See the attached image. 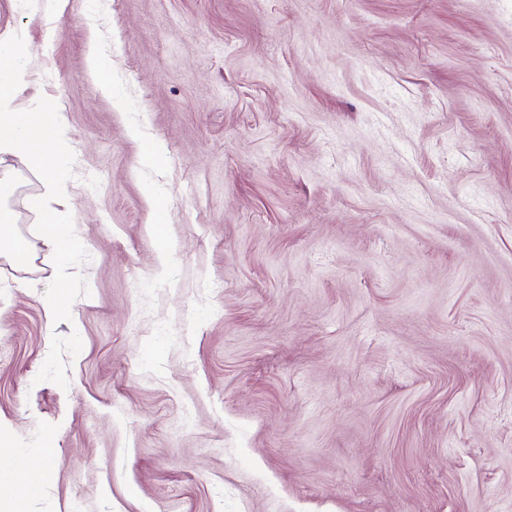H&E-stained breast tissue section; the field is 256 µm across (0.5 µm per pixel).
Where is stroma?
Returning a JSON list of instances; mask_svg holds the SVG:
<instances>
[{
	"label": "stroma",
	"mask_w": 512,
	"mask_h": 512,
	"mask_svg": "<svg viewBox=\"0 0 512 512\" xmlns=\"http://www.w3.org/2000/svg\"><path fill=\"white\" fill-rule=\"evenodd\" d=\"M7 30L89 255L55 322L39 177L0 162L39 261L0 253V464L54 473L26 512H512V0H0Z\"/></svg>",
	"instance_id": "obj_1"
}]
</instances>
